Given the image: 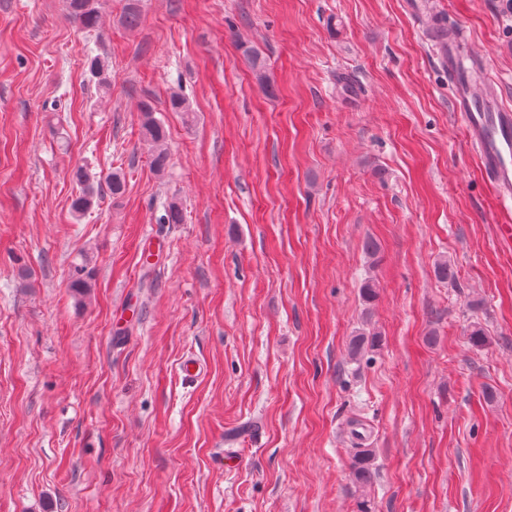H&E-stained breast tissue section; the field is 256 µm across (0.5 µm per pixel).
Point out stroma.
Masks as SVG:
<instances>
[{"instance_id":"35a3bbf8","label":"stroma","mask_w":512,"mask_h":512,"mask_svg":"<svg viewBox=\"0 0 512 512\" xmlns=\"http://www.w3.org/2000/svg\"><path fill=\"white\" fill-rule=\"evenodd\" d=\"M126 4L0 0V512H512V209L426 39L512 106V0ZM78 168L124 193L75 216ZM69 10L73 20L84 28L95 27L98 20V10L91 0H70ZM141 128L146 139L156 145L152 156V166L158 171H164L169 163V155L164 146L166 130L163 122L155 116V109L149 100H144L140 106ZM374 456L369 448L356 452L353 457L351 476L353 481L363 487L372 482L374 476Z\"/></svg>"}]
</instances>
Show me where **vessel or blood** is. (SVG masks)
I'll return each instance as SVG.
<instances>
[{
	"label": "vessel or blood",
	"instance_id": "1",
	"mask_svg": "<svg viewBox=\"0 0 512 512\" xmlns=\"http://www.w3.org/2000/svg\"><path fill=\"white\" fill-rule=\"evenodd\" d=\"M463 34V28L441 24L433 27L428 36L448 74L453 110L480 154L487 180L508 207L512 205V108L499 102L486 59L463 57Z\"/></svg>",
	"mask_w": 512,
	"mask_h": 512
}]
</instances>
